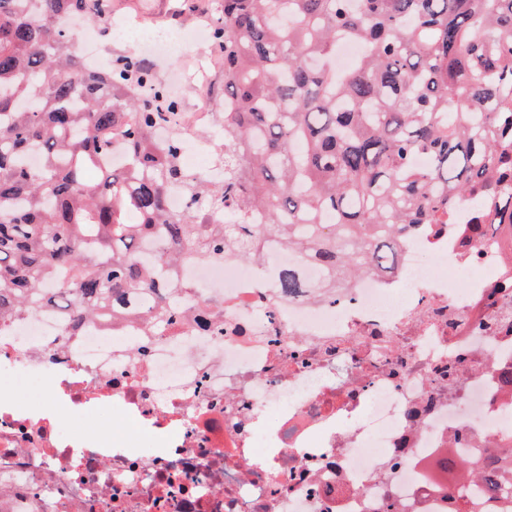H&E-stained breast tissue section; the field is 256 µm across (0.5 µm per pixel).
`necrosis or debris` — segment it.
Returning a JSON list of instances; mask_svg holds the SVG:
<instances>
[{"label": "necrosis or debris", "mask_w": 512, "mask_h": 512, "mask_svg": "<svg viewBox=\"0 0 512 512\" xmlns=\"http://www.w3.org/2000/svg\"><path fill=\"white\" fill-rule=\"evenodd\" d=\"M138 36L141 57L208 43ZM207 102L171 115L182 166L221 181ZM456 225L414 231L392 274L335 296H279L298 265L275 240L263 264L182 259L154 267L170 317L138 294L126 316L71 328L44 305L0 321V512H512V493L443 474V451L512 447V243L467 254Z\"/></svg>", "instance_id": "1"}]
</instances>
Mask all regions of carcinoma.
<instances>
[{
  "instance_id": "cac0c4a2",
  "label": "carcinoma",
  "mask_w": 512,
  "mask_h": 512,
  "mask_svg": "<svg viewBox=\"0 0 512 512\" xmlns=\"http://www.w3.org/2000/svg\"><path fill=\"white\" fill-rule=\"evenodd\" d=\"M105 2L0 0V320L47 288L78 322L121 305L154 288L146 245L165 264L259 260L276 237L336 289L386 268L419 225L452 223L460 198V253L512 230V196L492 205L512 179V0H224L212 34L233 109L211 187L155 137L174 102L146 63L91 70L57 22H98ZM343 40L365 47L344 76L309 63ZM115 139L125 163L103 167ZM175 184L185 212L167 208ZM278 287L309 284L288 267ZM483 479L500 490L496 467Z\"/></svg>"
}]
</instances>
